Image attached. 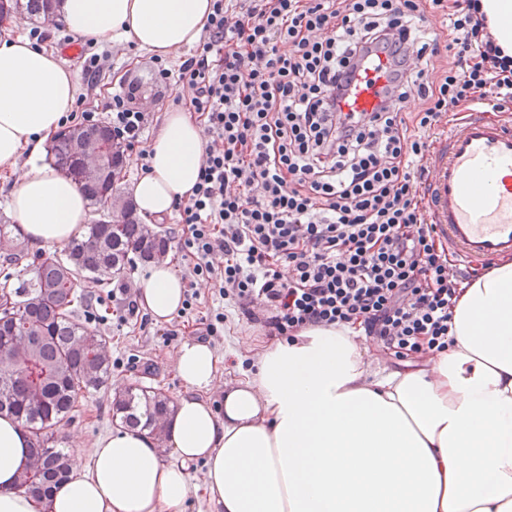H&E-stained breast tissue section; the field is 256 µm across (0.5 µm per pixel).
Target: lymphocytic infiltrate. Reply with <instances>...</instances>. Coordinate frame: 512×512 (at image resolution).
<instances>
[{
	"instance_id": "lymphocytic-infiltrate-1",
	"label": "lymphocytic infiltrate",
	"mask_w": 512,
	"mask_h": 512,
	"mask_svg": "<svg viewBox=\"0 0 512 512\" xmlns=\"http://www.w3.org/2000/svg\"><path fill=\"white\" fill-rule=\"evenodd\" d=\"M381 53L385 95L346 110ZM158 73L191 89L204 121L201 175L178 207L189 277L270 336L351 323L398 358L447 349L465 276L427 222L426 134L470 104L512 106V57L479 0H213L194 53ZM112 101L106 123L148 168V114Z\"/></svg>"
}]
</instances>
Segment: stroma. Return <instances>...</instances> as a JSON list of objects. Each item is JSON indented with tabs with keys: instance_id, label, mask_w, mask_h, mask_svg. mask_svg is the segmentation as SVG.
Instances as JSON below:
<instances>
[{
	"instance_id": "35a3bbf8",
	"label": "stroma",
	"mask_w": 512,
	"mask_h": 512,
	"mask_svg": "<svg viewBox=\"0 0 512 512\" xmlns=\"http://www.w3.org/2000/svg\"><path fill=\"white\" fill-rule=\"evenodd\" d=\"M0 34L19 36L39 47L63 52V61L72 71L77 85L75 115L104 116L110 109L113 96L134 86L140 93L133 105L148 113L149 127L145 135L152 138L159 130L164 109L175 105L176 89L159 76L153 56L132 43L78 39L64 28L48 34L39 24L28 19L10 23L0 29ZM105 49L110 51L111 58L100 77L91 79L83 70L80 57ZM147 272V266L140 264L125 281L98 283L86 280L77 288L85 298L77 312L78 320L89 323L106 337L112 355V377L108 388L80 395L72 420L60 429L63 442L79 438L78 463L85 468L92 462L91 452L96 440L111 434L116 428L110 412L115 390L139 383L161 390L174 400L184 394L174 354L182 342L197 339L201 318L218 312L224 315L218 334L208 339L209 345L221 357L217 373L219 384L209 393L211 401L216 404L221 401L224 382L239 378L254 368L253 355L242 351V343L247 341L259 347L271 341L260 325L242 318L237 305L222 299L216 288L203 282L197 285L200 296L193 309L169 321H153L141 309L129 311L128 303L136 299L138 286Z\"/></svg>"
}]
</instances>
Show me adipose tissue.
<instances>
[{
    "mask_svg": "<svg viewBox=\"0 0 512 512\" xmlns=\"http://www.w3.org/2000/svg\"><path fill=\"white\" fill-rule=\"evenodd\" d=\"M495 42L512 57V0H480ZM211 0H64L75 37L115 34L167 57L199 41ZM73 77L54 52L0 40V169L17 174L9 209L41 247L80 236L86 197L43 156L72 112ZM150 168L132 185L139 214L172 216L198 182V121L166 111ZM185 285L169 260L151 264L138 303L158 322L182 308ZM448 349L391 369L351 325L314 326L261 348L252 373L207 394L218 358L183 342L185 386L166 423L171 459L153 436L126 428L99 438L90 468L75 467L48 497L18 490L30 444L0 418V512H185L204 490L212 512H512V258L464 284ZM202 463V485L189 470Z\"/></svg>",
    "mask_w": 512,
    "mask_h": 512,
    "instance_id": "1",
    "label": "adipose tissue"
}]
</instances>
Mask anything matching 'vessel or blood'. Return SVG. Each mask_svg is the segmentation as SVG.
I'll return each instance as SVG.
<instances>
[{
    "mask_svg": "<svg viewBox=\"0 0 512 512\" xmlns=\"http://www.w3.org/2000/svg\"><path fill=\"white\" fill-rule=\"evenodd\" d=\"M389 71L373 61L349 108L375 109ZM428 221L454 267L512 255V120L479 106L458 113L426 158Z\"/></svg>",
    "mask_w": 512,
    "mask_h": 512,
    "instance_id": "vessel-or-blood-1",
    "label": "vessel or blood"
}]
</instances>
